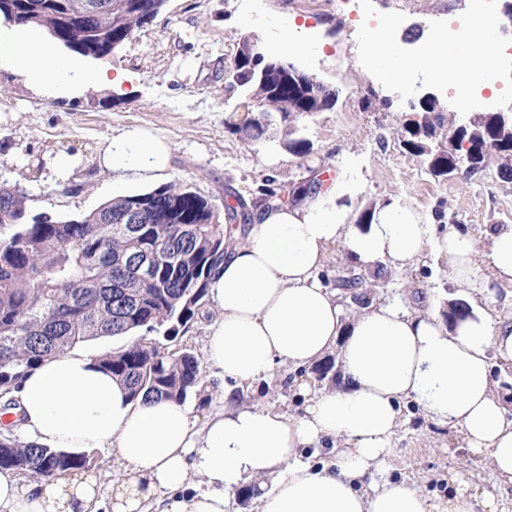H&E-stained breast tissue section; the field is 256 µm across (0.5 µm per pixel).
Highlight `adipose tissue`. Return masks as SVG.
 <instances>
[{"label":"adipose tissue","mask_w":512,"mask_h":512,"mask_svg":"<svg viewBox=\"0 0 512 512\" xmlns=\"http://www.w3.org/2000/svg\"><path fill=\"white\" fill-rule=\"evenodd\" d=\"M2 68L51 92L89 84L118 92L125 82L108 69L65 67L42 38L0 29ZM170 156L163 138L137 128L116 132L100 149L119 183L132 173H164ZM339 246L359 272L406 268L434 252L471 298V317L452 326L434 305L413 310L398 298L348 316L318 278ZM493 285L512 288L511 224L491 226L479 240L454 225L439 233L392 199L374 208L370 223L354 224L332 185L258 208L209 285L220 313L205 342L217 405L198 420L165 399L131 401L93 357L48 360L17 396L18 434L74 453L112 449L122 469L108 497L88 473L26 481L0 470V512H229L231 497L252 481L250 512H433L414 485L371 478L392 455L406 399L435 425L456 428L460 447L487 455L512 484V420L492 391L489 367L493 352L512 363V321L476 301ZM333 353L335 387L297 383L303 414L249 405L239 394L277 369ZM310 447L328 462L302 461Z\"/></svg>","instance_id":"obj_1"}]
</instances>
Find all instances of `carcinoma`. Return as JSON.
I'll return each instance as SVG.
<instances>
[{
    "label": "carcinoma",
    "mask_w": 512,
    "mask_h": 512,
    "mask_svg": "<svg viewBox=\"0 0 512 512\" xmlns=\"http://www.w3.org/2000/svg\"><path fill=\"white\" fill-rule=\"evenodd\" d=\"M0 0V21L17 26L38 12L59 14L57 29L66 41L82 33L103 31L111 42H127L167 7L163 0ZM295 65L266 58L258 38L239 40L235 61L226 73L246 104H257L254 120L231 123L228 131L254 147L280 136L288 153L311 156L312 145L301 120L334 107L336 93L314 83L294 80ZM421 137L404 129L401 143L428 171L446 178L458 164L454 154H428V137L448 135L458 123L433 105L421 106L413 122ZM455 150L470 154L482 171L494 164L500 178L512 179V133L486 112L467 124ZM296 189L266 188L250 205L219 213L192 187L166 185L150 192L114 198L79 218L55 219L47 213L27 217L24 196L8 194L3 206L14 208L16 221L0 223V401L16 406L23 379L45 361L73 351L98 337L131 336L121 348L96 357L99 366L123 381L130 397L161 398L176 403L200 394L204 371L199 355L188 346L169 343L208 319V285L224 253L235 244L233 230H246L252 210L276 200L294 202ZM140 215V230H121L128 214ZM155 255L151 267L135 269L140 255ZM360 278L351 272L333 287L363 306L372 292H357ZM98 459L89 451L73 455L35 442H22L9 427L0 432V469H14L30 480H55L91 472Z\"/></svg>",
    "instance_id": "obj_1"
}]
</instances>
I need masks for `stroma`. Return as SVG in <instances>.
I'll return each instance as SVG.
<instances>
[{"label":"stroma","instance_id":"obj_1","mask_svg":"<svg viewBox=\"0 0 512 512\" xmlns=\"http://www.w3.org/2000/svg\"><path fill=\"white\" fill-rule=\"evenodd\" d=\"M459 2L373 0L378 11L404 14L397 40L409 49L424 43L430 21L458 23ZM246 14L252 35L266 47L280 40L291 20L323 32L320 44L288 54L289 61L336 92L333 109L304 121L313 148L308 159L275 142L247 146L227 130L237 118L239 92L225 72L241 37L236 22ZM360 24L345 0H169L167 10L117 54L86 60L50 43V52L66 66L121 71L129 82L121 95L87 86L60 96L36 90L23 76L1 69L0 185L23 192L30 216L88 214L112 198V177L98 164L99 147L112 132L137 126L165 137L171 146L162 184H190L220 211L251 200L268 182L311 186L321 173L343 189L342 204L356 214L394 198L428 219L442 209L477 237L489 225L512 224V182L501 180L495 168L441 180L402 151L398 136L414 106L361 66ZM60 152L80 161L68 182H55L47 170L35 175L38 162ZM423 291L438 306L453 301L445 262L429 256L415 266L390 270L374 296L397 295L413 307ZM244 396L248 404L293 414L305 408L298 390L276 375L247 387ZM419 414L414 404L405 405V421L396 430L381 477L412 483L440 512L448 506L452 477L467 487L471 512H484L482 502L489 496L496 498L500 512H512V485L497 481L489 457L456 447L454 430L412 426Z\"/></svg>","mask_w":512,"mask_h":512}]
</instances>
